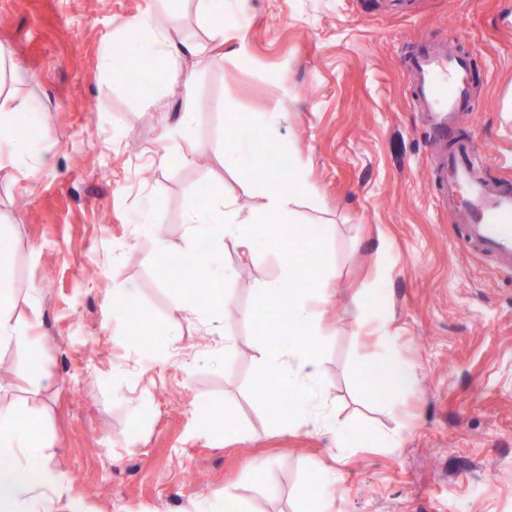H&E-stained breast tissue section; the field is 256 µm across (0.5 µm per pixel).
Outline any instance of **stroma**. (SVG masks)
I'll use <instances>...</instances> for the list:
<instances>
[{
	"mask_svg": "<svg viewBox=\"0 0 512 512\" xmlns=\"http://www.w3.org/2000/svg\"><path fill=\"white\" fill-rule=\"evenodd\" d=\"M174 7L170 37L211 59L189 102L179 82L140 68L118 80L106 64L139 54L121 33L153 0H0L1 61L34 76L0 88L29 100L42 166L33 182L0 174L12 316L39 347L27 389L17 356L0 351V404L46 414L54 445L26 463L47 472L56 512H224L228 494L241 512H297L302 484L325 472L337 479L319 488L324 512H512V274L458 245L403 65L428 46L470 56L474 109L456 135L483 149L484 179L512 181V0H414L407 12L388 0H224L220 43L197 0ZM231 111L263 124L304 175L293 220L324 235L329 260L325 293L309 300L326 344L319 383L335 428L362 425L378 441L338 453L321 422L283 431L252 394L262 345L244 315L281 274L273 253L226 249L237 275L209 323L179 310L151 270L149 217L181 241L204 183L242 211L262 208V187L197 149L222 140ZM162 146L174 163L160 164ZM356 298L379 300L378 318L356 324ZM125 299L149 322L117 316ZM384 354L415 374L391 411L355 374L359 358ZM215 406L231 411L228 427L208 423Z\"/></svg>",
	"mask_w": 512,
	"mask_h": 512,
	"instance_id": "obj_1",
	"label": "stroma"
}]
</instances>
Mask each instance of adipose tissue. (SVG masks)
Listing matches in <instances>:
<instances>
[{
    "label": "adipose tissue",
    "instance_id": "obj_1",
    "mask_svg": "<svg viewBox=\"0 0 512 512\" xmlns=\"http://www.w3.org/2000/svg\"><path fill=\"white\" fill-rule=\"evenodd\" d=\"M133 30L150 31L151 36L142 48L143 55L161 61L154 72L155 82L166 84L173 80L180 49L172 43L166 31L152 27L151 18H142L129 24ZM29 103L14 93H0V171L24 167L28 178H36L39 168L25 165L29 140L16 132ZM12 248L0 244V350H14L20 357H31L36 342L26 324L12 320L9 310L15 302L12 287ZM356 374L364 387L395 402L412 381L413 374L392 355L380 359H365L356 367ZM43 422L35 421L30 410L16 406L0 408V512H21V505L43 480V473L33 471L18 461L19 454H33L50 447Z\"/></svg>",
    "mask_w": 512,
    "mask_h": 512
}]
</instances>
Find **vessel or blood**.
<instances>
[{"label": "vessel or blood", "mask_w": 512, "mask_h": 512, "mask_svg": "<svg viewBox=\"0 0 512 512\" xmlns=\"http://www.w3.org/2000/svg\"><path fill=\"white\" fill-rule=\"evenodd\" d=\"M414 79L412 97L425 110L429 130L443 150L438 158V184L449 212L458 221L463 248L494 257L512 271V183L491 184L476 173L484 155L470 140L445 151L453 140L456 119L472 111L468 55L420 49L404 62Z\"/></svg>", "instance_id": "obj_1"}]
</instances>
